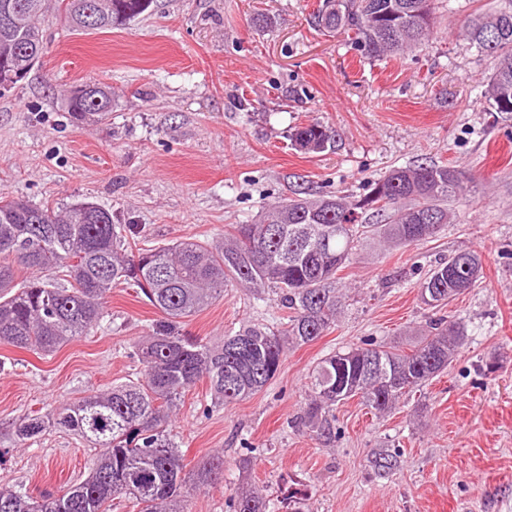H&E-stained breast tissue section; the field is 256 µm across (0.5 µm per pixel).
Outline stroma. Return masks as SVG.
<instances>
[{
    "mask_svg": "<svg viewBox=\"0 0 512 512\" xmlns=\"http://www.w3.org/2000/svg\"><path fill=\"white\" fill-rule=\"evenodd\" d=\"M511 1L449 0L425 47L370 61L346 35L314 26L319 0H154L127 25L86 32L65 27L48 0L47 52L0 91V196L94 202L148 246L218 245L294 191L358 195L390 169L422 163L474 175L435 239L356 245L335 283L336 325L288 349L263 390L230 405L204 382L185 392L169 429L187 470L224 454L223 483L187 495L185 512H230L254 487L281 512L295 491L303 512H512V114L487 112L491 61L457 36L475 13ZM260 14L277 25L256 26ZM86 83L111 86L106 120L77 124L65 111L64 97ZM314 122L335 130L333 148L295 149L291 128ZM463 249L481 255L483 274L440 312L468 335L450 367L383 416L356 397L340 403L331 442L296 426L321 357L365 340L409 349L438 313L419 283ZM286 315L278 294L251 300L231 284L182 330L217 344ZM160 317L123 284L96 329L50 354L0 342V484L58 493L87 476L97 449L54 426L23 447L13 421L142 379L134 346ZM382 447L400 451L387 477L369 466Z\"/></svg>",
    "mask_w": 512,
    "mask_h": 512,
    "instance_id": "stroma-1",
    "label": "stroma"
}]
</instances>
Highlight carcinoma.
I'll list each match as a JSON object with an SVG mask.
<instances>
[{"instance_id": "obj_1", "label": "carcinoma", "mask_w": 512, "mask_h": 512, "mask_svg": "<svg viewBox=\"0 0 512 512\" xmlns=\"http://www.w3.org/2000/svg\"><path fill=\"white\" fill-rule=\"evenodd\" d=\"M46 0H0V87L26 77L32 60L46 52L39 27ZM152 0H59L66 26L108 29L145 13ZM435 0H323L314 25L348 37L365 59L400 56L429 42L436 26ZM462 36L490 58L493 69L483 97L489 112L512 113V7L481 13ZM65 98L77 121L106 118L112 88L83 85ZM294 146L325 151L331 128L314 123L290 134ZM467 175L446 164L398 167L373 182L359 199L347 195L287 197L269 205L252 224H239L224 245L184 241L175 246H141L129 241L112 215L83 202L54 209L19 198L0 197V342L38 353L87 335L103 317L105 295L130 284L161 314L135 355L143 379L112 386L59 408L53 423L71 431L99 455L88 476L59 494L30 493L0 486V512H109L112 500L129 499L138 512H183L178 497L191 481L201 489L223 474L216 455L193 473L185 465L167 426L183 394L206 380L224 404L243 400L272 381L285 348L318 340L336 325L339 300L332 284L355 244L378 233L383 242L407 247L436 236L450 223L448 202L463 190ZM383 221L377 229L363 218ZM477 268L481 256L462 252ZM448 254L419 284L422 303L442 309L474 287L477 279ZM20 267L25 276L15 275ZM235 281L261 298L278 290L287 322L274 332L255 327L224 334L211 345L180 333L181 320L224 296ZM466 341L450 318L429 322L410 351L372 341L332 352L314 367L300 423L328 441V416L336 406L360 398L375 413L395 408L400 398L438 376ZM45 429L33 412L14 423L17 440L34 441ZM398 453L377 451L372 464L380 476L396 468ZM232 512H269L256 492L233 500Z\"/></svg>"}]
</instances>
